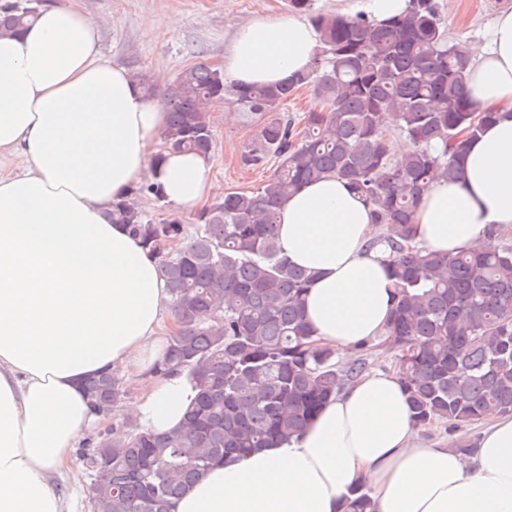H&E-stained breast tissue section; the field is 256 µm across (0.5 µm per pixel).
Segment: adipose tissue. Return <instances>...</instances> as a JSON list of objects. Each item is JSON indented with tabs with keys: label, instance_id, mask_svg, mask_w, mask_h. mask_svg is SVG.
I'll use <instances>...</instances> for the list:
<instances>
[{
	"label": "adipose tissue",
	"instance_id": "1",
	"mask_svg": "<svg viewBox=\"0 0 512 512\" xmlns=\"http://www.w3.org/2000/svg\"><path fill=\"white\" fill-rule=\"evenodd\" d=\"M99 30L73 0H47L34 23L0 34V512H76L53 488L75 448L105 423L84 390L112 370L146 386L126 406L134 426L179 427L196 391L162 374L176 324L157 258L113 201L159 181L166 204L188 212L221 191L210 160L152 156L167 124L125 66L98 53ZM315 28L266 15L238 26L224 74L274 85L310 68ZM472 101L495 112L462 158L465 176L433 184L413 244L451 255L512 230V10L496 17L467 75ZM280 243L315 278L304 315L315 341L350 354L384 336L394 305L370 206L334 176L287 194ZM377 512H512V415L495 417L468 460L421 440L393 372L363 375L332 397L297 438L209 470L171 512H341L358 484Z\"/></svg>",
	"mask_w": 512,
	"mask_h": 512
}]
</instances>
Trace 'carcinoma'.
I'll list each match as a JSON object with an SVG mask.
<instances>
[{
  "label": "carcinoma",
  "mask_w": 512,
  "mask_h": 512,
  "mask_svg": "<svg viewBox=\"0 0 512 512\" xmlns=\"http://www.w3.org/2000/svg\"><path fill=\"white\" fill-rule=\"evenodd\" d=\"M39 5L4 8L0 29L22 28ZM288 7L309 17L320 45L309 70L285 84L239 86L201 63L161 90L143 70L134 73L168 112L154 165L170 151L212 157L202 112L226 102L257 127L245 163L274 158L278 165L263 186L227 193L199 211L190 237L177 217L145 219L138 198L164 201L158 184L112 204V223L159 258L181 322L160 369L184 373L197 396L172 431L117 424L111 441L96 443L93 456L108 461L92 472V512H170L213 466L301 435L364 372L361 356L342 367L335 350L313 339L303 301L314 274L288 260L278 237L284 192L329 175L364 195L382 228L370 245H387L395 289L383 345L394 353L416 425L512 415V238L492 228L484 251L454 256L411 243L421 196L438 180L464 177L467 140L495 117L468 96L473 52L448 41L435 0H408L403 13L381 21L367 12L321 13L314 0H288ZM303 87L316 107L299 118L284 114ZM385 113L412 145L402 157L388 149ZM86 392L115 411L126 385L118 372L102 374ZM343 512H377L370 490L353 489Z\"/></svg>",
  "instance_id": "cac0c4a2"
}]
</instances>
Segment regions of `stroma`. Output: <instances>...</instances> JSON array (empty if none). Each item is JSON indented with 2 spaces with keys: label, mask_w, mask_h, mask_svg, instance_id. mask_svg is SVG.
I'll list each match as a JSON object with an SVG mask.
<instances>
[{
  "label": "stroma",
  "mask_w": 512,
  "mask_h": 512,
  "mask_svg": "<svg viewBox=\"0 0 512 512\" xmlns=\"http://www.w3.org/2000/svg\"><path fill=\"white\" fill-rule=\"evenodd\" d=\"M101 33L99 51L104 58L125 67L140 68L151 78L173 82L185 68L199 63L222 67L224 53L236 25L266 14L290 17L286 0H82ZM450 40L478 50L489 43L491 24L512 0H436ZM178 27H169L172 17ZM153 20L146 31L145 20ZM214 141L211 176L226 192L256 189L272 175L276 162L247 167L241 155L256 130L238 114L208 115ZM108 428L91 431L73 452L68 472L55 477L54 489L63 496L88 498L91 470L86 455Z\"/></svg>",
  "instance_id": "stroma-1"
}]
</instances>
